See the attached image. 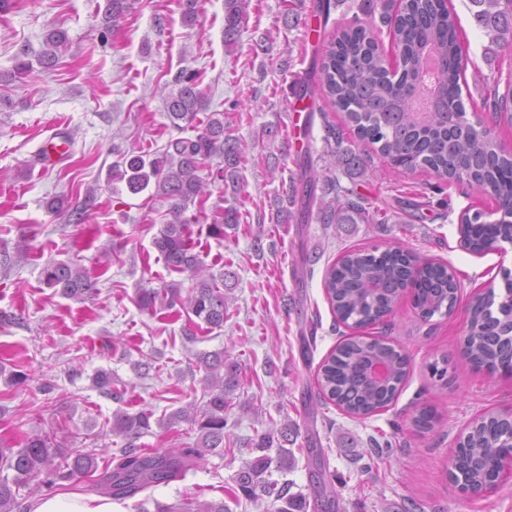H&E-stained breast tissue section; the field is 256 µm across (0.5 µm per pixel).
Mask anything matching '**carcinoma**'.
Segmentation results:
<instances>
[{"label":"carcinoma","mask_w":512,"mask_h":512,"mask_svg":"<svg viewBox=\"0 0 512 512\" xmlns=\"http://www.w3.org/2000/svg\"><path fill=\"white\" fill-rule=\"evenodd\" d=\"M476 7L473 18L493 42H507L512 36V0H470ZM248 0H224V49L229 55L239 50V36L248 17ZM382 23L389 27L392 43L399 50L397 69L388 67L379 36L361 25L348 26L331 42L320 67L319 91L344 113L346 124L359 140L396 168L413 171L425 168L445 186L465 184L471 189L490 190L505 211L500 221L491 224L468 223L459 228L460 244L474 254L490 250L494 240L512 241V152H507L485 123L477 108L467 111L461 87L467 83L471 63L462 44L459 18L442 0H399L392 14L381 3ZM134 8L133 0H107L105 18L112 27L120 26ZM199 21V0H183L182 23L194 26ZM66 42L64 33L50 31L45 49L37 61L44 67L56 62V50ZM439 67L429 107L419 111L399 93V87L421 81L427 56ZM496 79L483 99L482 107L492 112L498 124L512 127V77L504 90ZM206 108L198 89L196 73L182 70L174 79V89L166 98L167 118L182 132L194 126L198 113ZM325 161L327 169L341 171L350 181L364 176L368 155L343 147L336 129L326 127ZM248 146L225 136L224 113L213 112L205 127L194 137L170 140L160 153L135 154L114 166V174L126 182L128 190L139 194L150 186L170 201V219L153 237V246L172 272L187 274L193 286L182 295L181 284L165 283L158 288H141L137 305L145 311H165L180 307L207 328L224 327L233 285L228 275L216 282L207 273L192 245L189 206L211 196L209 186L240 190V164ZM219 159L212 164L213 159ZM298 171L281 185L272 204L276 224L308 222L310 204L316 190L322 191L318 216L323 224L405 223L400 214L391 217L372 206L355 189L344 188L336 177H327L322 187L311 175L312 165L303 158L296 161ZM206 176H201V173ZM241 213L234 207L216 206L207 224V235L222 240L227 230L236 229ZM409 255L401 250H385L376 255L362 250H346L323 277L325 294L336 322L357 329L384 323L393 302L407 291ZM44 284L62 297L83 300L96 290V281L83 268L68 262L51 261L42 270ZM456 271L443 263L430 262L420 271L413 288L415 309L425 318L453 308L457 300ZM465 353L477 368L512 373V311L496 316L491 305L474 297L468 305ZM380 362L388 370L385 382L370 377V368ZM197 363L206 371L203 405L190 402L172 411L168 424L186 422L196 432L192 444L172 448L163 456L144 452L136 441L152 434L154 413L118 410L112 415V434L125 440L123 448L104 466L96 453L66 451L48 434L26 439L15 449L0 440V512H14L19 487L36 482V490L75 485L86 479L115 499L132 498L155 483L165 482L189 469L209 454L224 452L227 425L224 411L230 394L238 386L237 363L224 360L222 352H201ZM409 365L408 358L395 346L372 336H349L336 345L321 363L317 384L323 400L335 403L348 415L366 418L388 406L395 398ZM512 435V419L489 413L478 419L462 442L479 467L462 470L470 483H486L493 478V464L505 437ZM288 442V425L271 426L254 444L260 455L244 463L234 475L236 490L257 501L264 497L281 503L276 512H305L307 502L289 493L288 485L272 479L273 473L293 467ZM155 512H230L224 500L183 498L173 504L155 503Z\"/></svg>","instance_id":"obj_1"}]
</instances>
